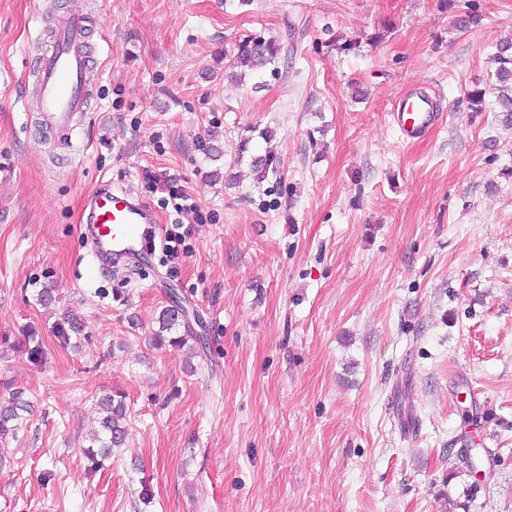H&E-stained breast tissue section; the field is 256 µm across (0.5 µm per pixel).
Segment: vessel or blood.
Masks as SVG:
<instances>
[{
    "mask_svg": "<svg viewBox=\"0 0 512 512\" xmlns=\"http://www.w3.org/2000/svg\"><path fill=\"white\" fill-rule=\"evenodd\" d=\"M86 21L80 12L63 17L52 41L34 64L35 118L57 142L72 141L74 114L85 111L93 90L85 51ZM396 117L406 140H414L440 116L426 87L410 88L397 101ZM86 222L79 230L89 237L99 267L134 266L141 256L144 226L150 210L127 190L103 185L87 201Z\"/></svg>",
    "mask_w": 512,
    "mask_h": 512,
    "instance_id": "1",
    "label": "vessel or blood"
}]
</instances>
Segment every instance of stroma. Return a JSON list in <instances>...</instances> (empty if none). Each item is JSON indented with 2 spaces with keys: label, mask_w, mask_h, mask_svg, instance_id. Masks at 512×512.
<instances>
[{
  "label": "stroma",
  "mask_w": 512,
  "mask_h": 512,
  "mask_svg": "<svg viewBox=\"0 0 512 512\" xmlns=\"http://www.w3.org/2000/svg\"><path fill=\"white\" fill-rule=\"evenodd\" d=\"M475 2L463 30L438 0H0V402L30 404L0 512H512V126L467 99L512 0ZM75 6L96 90L60 151L33 67ZM246 37L284 51L235 84ZM415 84L441 118L409 142ZM150 173L205 217L191 256L96 272L79 226L103 183L163 241ZM172 307L183 347L158 338ZM111 392L127 441L95 465Z\"/></svg>",
  "instance_id": "1"
}]
</instances>
